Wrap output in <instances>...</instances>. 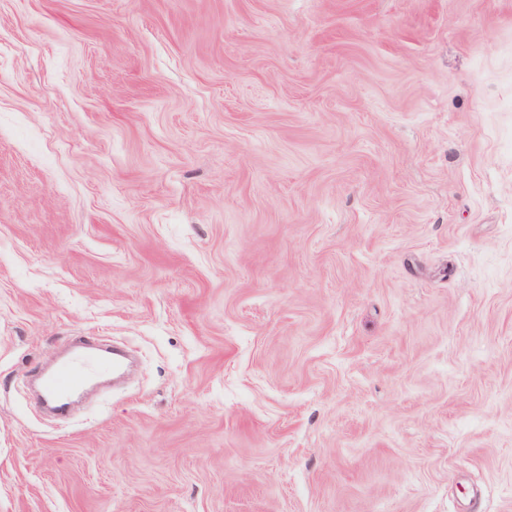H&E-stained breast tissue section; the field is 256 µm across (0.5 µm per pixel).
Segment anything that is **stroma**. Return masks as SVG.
<instances>
[{
    "instance_id": "stroma-1",
    "label": "stroma",
    "mask_w": 512,
    "mask_h": 512,
    "mask_svg": "<svg viewBox=\"0 0 512 512\" xmlns=\"http://www.w3.org/2000/svg\"><path fill=\"white\" fill-rule=\"evenodd\" d=\"M0 512H512V0H0ZM92 350L91 347L75 346L70 350L67 360L43 375V399L57 413H66L73 393L89 379L91 372L114 371L123 362L121 355L112 353V350L107 351L105 355Z\"/></svg>"
}]
</instances>
